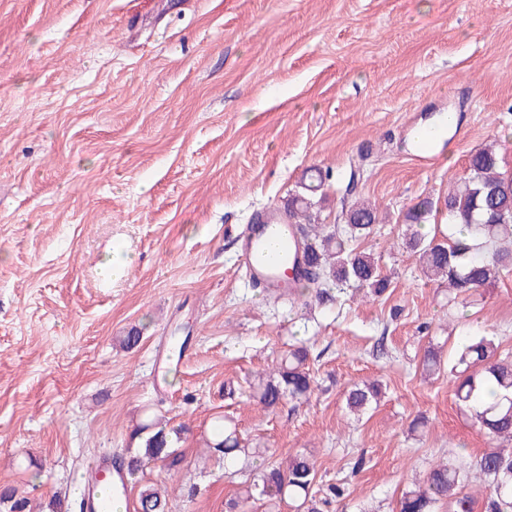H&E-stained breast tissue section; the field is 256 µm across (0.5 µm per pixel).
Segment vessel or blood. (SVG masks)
I'll return each instance as SVG.
<instances>
[{
  "instance_id": "b4317fda",
  "label": "vessel or blood",
  "mask_w": 512,
  "mask_h": 512,
  "mask_svg": "<svg viewBox=\"0 0 512 512\" xmlns=\"http://www.w3.org/2000/svg\"><path fill=\"white\" fill-rule=\"evenodd\" d=\"M239 239L238 258L249 280L270 292H287L292 279L306 268V247L278 207L263 210L246 225ZM127 491L126 472L107 459H98L85 475L88 512H109L113 498Z\"/></svg>"
}]
</instances>
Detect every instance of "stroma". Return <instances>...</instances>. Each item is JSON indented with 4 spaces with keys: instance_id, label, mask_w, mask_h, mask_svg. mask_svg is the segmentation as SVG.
<instances>
[{
    "instance_id": "stroma-1",
    "label": "stroma",
    "mask_w": 512,
    "mask_h": 512,
    "mask_svg": "<svg viewBox=\"0 0 512 512\" xmlns=\"http://www.w3.org/2000/svg\"><path fill=\"white\" fill-rule=\"evenodd\" d=\"M445 111L456 136L416 163L409 130ZM489 145L512 172V0H0V488L79 512L85 469L138 447L149 415L189 428L181 469L147 471L170 512H225L238 492L204 446L222 416L277 460L313 455L317 488L345 483L324 512H396L431 464L488 448L448 362L473 336L512 352V266L451 303L404 216ZM312 167L331 184L318 223L376 204L357 248L383 296L306 311L240 276L238 228ZM118 251L130 262L105 279ZM298 339L311 394L265 411L251 385ZM356 382L382 387L358 419Z\"/></svg>"
}]
</instances>
